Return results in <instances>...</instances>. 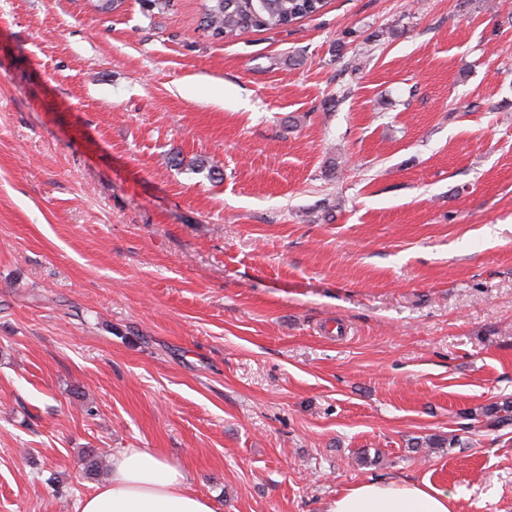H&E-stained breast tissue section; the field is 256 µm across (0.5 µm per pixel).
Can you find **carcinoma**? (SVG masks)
<instances>
[{
    "mask_svg": "<svg viewBox=\"0 0 512 512\" xmlns=\"http://www.w3.org/2000/svg\"><path fill=\"white\" fill-rule=\"evenodd\" d=\"M326 0H203L199 27L214 40H226L249 29H281L319 14ZM489 426L512 425V401L488 406Z\"/></svg>",
    "mask_w": 512,
    "mask_h": 512,
    "instance_id": "cac0c4a2",
    "label": "carcinoma"
}]
</instances>
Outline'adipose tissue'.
Returning a JSON list of instances; mask_svg holds the SVG:
<instances>
[{
  "instance_id": "1",
  "label": "adipose tissue",
  "mask_w": 512,
  "mask_h": 512,
  "mask_svg": "<svg viewBox=\"0 0 512 512\" xmlns=\"http://www.w3.org/2000/svg\"><path fill=\"white\" fill-rule=\"evenodd\" d=\"M78 512H215V507L165 456L150 448H128L113 456L108 481L80 500ZM327 512L452 510L447 491L401 477L343 491Z\"/></svg>"
}]
</instances>
